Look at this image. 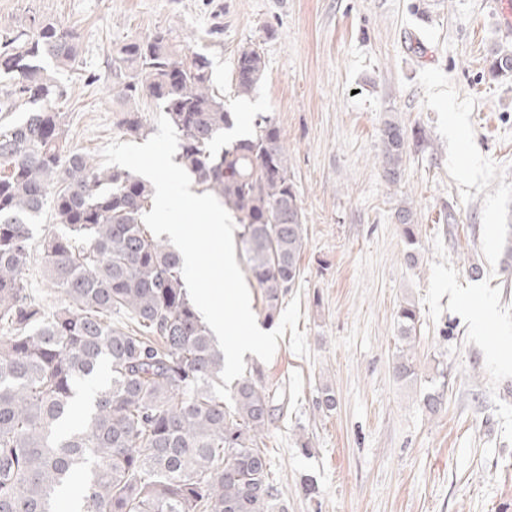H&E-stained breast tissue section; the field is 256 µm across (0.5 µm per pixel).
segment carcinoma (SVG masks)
Listing matches in <instances>:
<instances>
[{
	"mask_svg": "<svg viewBox=\"0 0 512 512\" xmlns=\"http://www.w3.org/2000/svg\"><path fill=\"white\" fill-rule=\"evenodd\" d=\"M74 30L32 21L0 38V512H54L60 492L83 486V512H285L261 436L269 394L251 377L224 397V354L185 289L179 253L142 224L152 184L103 168L67 147L68 115L58 70L82 67ZM118 127L139 138L150 100L178 134L173 161L238 214L239 242L263 295L267 324L300 278L303 212L274 117L258 112L250 130L228 138L234 121L212 80V62L159 30L112 46ZM258 49L242 47L235 91L264 79ZM512 77V53L489 63ZM405 131L387 119L381 168L401 180ZM51 206L62 231L42 244L45 270L63 296L48 312L27 292L31 224ZM407 262L419 261L412 208L400 205ZM130 325L112 327V314ZM414 303L396 312L401 347L393 371L417 377L405 346L415 340ZM91 389L84 420L72 404Z\"/></svg>",
	"mask_w": 512,
	"mask_h": 512,
	"instance_id": "1",
	"label": "carcinoma"
}]
</instances>
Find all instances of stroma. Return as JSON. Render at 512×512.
Returning <instances> with one entry per match:
<instances>
[{
	"label": "stroma",
	"instance_id": "obj_1",
	"mask_svg": "<svg viewBox=\"0 0 512 512\" xmlns=\"http://www.w3.org/2000/svg\"><path fill=\"white\" fill-rule=\"evenodd\" d=\"M498 10L494 0H0V33L36 18L80 37L83 69L56 74L66 94L54 107L70 116L72 150L96 159L110 140H123L112 110V47L158 29L209 56L236 131L255 113L275 117L304 214L294 291L311 355L293 352L285 336L270 362L246 357L245 372L275 406L262 442L287 512H512V443L496 413L497 402L512 404V378L489 390L484 355L448 298L435 320L423 302L434 238L460 285L470 284V267L488 263L483 199L462 201L418 76L440 68L459 96L475 98V143L512 183V78L487 73L493 51H512ZM247 44L264 55L266 77L241 97L231 79ZM391 115L407 137L396 186L379 168ZM404 203L419 224L413 267L393 218ZM406 300L420 314L412 384L393 372L396 312ZM440 367L444 405L432 414L422 398ZM325 387L337 400L328 413L316 406Z\"/></svg>",
	"mask_w": 512,
	"mask_h": 512
}]
</instances>
